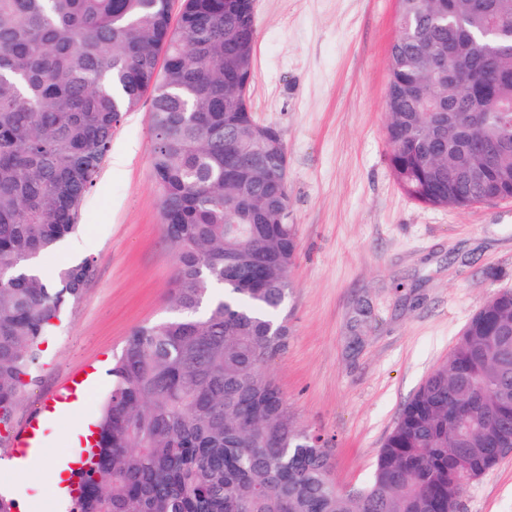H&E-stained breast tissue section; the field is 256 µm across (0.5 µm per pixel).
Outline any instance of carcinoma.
<instances>
[{
	"instance_id": "carcinoma-1",
	"label": "carcinoma",
	"mask_w": 512,
	"mask_h": 512,
	"mask_svg": "<svg viewBox=\"0 0 512 512\" xmlns=\"http://www.w3.org/2000/svg\"><path fill=\"white\" fill-rule=\"evenodd\" d=\"M389 163L421 204L512 198V0H398ZM244 0H0V445L40 345L94 273H36L72 236L123 114L152 97V176L176 258L168 315L131 330L72 512H460L512 443V290L473 315L402 409L368 481L330 478L269 373L299 250L286 149L258 146ZM486 170L482 181L468 177Z\"/></svg>"
}]
</instances>
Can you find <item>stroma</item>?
<instances>
[{"label":"stroma","instance_id":"1","mask_svg":"<svg viewBox=\"0 0 512 512\" xmlns=\"http://www.w3.org/2000/svg\"><path fill=\"white\" fill-rule=\"evenodd\" d=\"M397 0H256L249 90L257 120L288 156L289 223L299 256L284 310L290 336L269 371L301 427L334 438L331 478L369 479L404 405L443 363L472 315L512 289V200L451 210L405 195L389 166V50ZM152 104L126 113L78 216L79 230L43 262L47 273L90 259L94 274L43 345L15 409L21 429L73 375L98 384L41 437L59 457L95 422L113 357L137 325L164 317L174 252L151 171ZM369 311L359 318V307ZM0 452V493L18 512H69L47 498L50 469L19 472ZM462 512H512V454L466 490Z\"/></svg>","mask_w":512,"mask_h":512}]
</instances>
